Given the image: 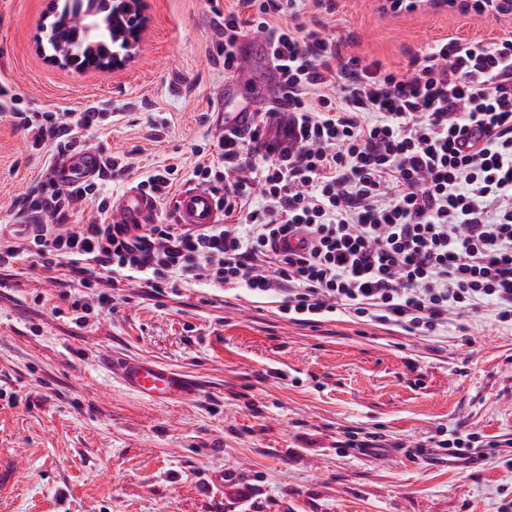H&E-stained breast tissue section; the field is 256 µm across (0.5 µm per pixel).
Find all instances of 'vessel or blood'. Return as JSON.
<instances>
[{"mask_svg":"<svg viewBox=\"0 0 512 512\" xmlns=\"http://www.w3.org/2000/svg\"><path fill=\"white\" fill-rule=\"evenodd\" d=\"M257 117L255 108L248 106L224 113L219 127L226 134L245 135L254 127ZM100 164V152L83 147L59 158L52 170V177L62 184L80 183L96 177ZM156 208L152 196L132 189L114 202L113 214L119 224H148ZM171 209L177 223L188 228H203L223 221L217 194L202 185L184 187L172 199ZM110 370L124 387L156 402H180L191 389L189 380L183 375L126 357L111 359Z\"/></svg>","mask_w":512,"mask_h":512,"instance_id":"b4317fda","label":"vessel or blood"}]
</instances>
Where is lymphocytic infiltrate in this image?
<instances>
[{
	"instance_id": "lymphocytic-infiltrate-1",
	"label": "lymphocytic infiltrate",
	"mask_w": 512,
	"mask_h": 512,
	"mask_svg": "<svg viewBox=\"0 0 512 512\" xmlns=\"http://www.w3.org/2000/svg\"><path fill=\"white\" fill-rule=\"evenodd\" d=\"M298 17V0H237L224 15L225 72L239 67L240 38L264 33L274 103L299 138L283 156L263 152V116L250 134L221 136L192 175L219 194L224 221L198 230L73 223L85 209L106 212L134 163L104 156L97 179L77 186L55 183L48 167L111 113L25 112L1 81L0 112L45 167L38 191L12 204L32 223L0 238V268L33 257L44 271L68 269L96 291V304H70L81 323L123 282L151 297L197 283L242 288L312 328L339 312L419 336L482 309L511 323L512 38H445L401 74ZM290 236L301 249L282 247ZM426 445L433 461L478 446L512 462V440L475 432Z\"/></svg>"
}]
</instances>
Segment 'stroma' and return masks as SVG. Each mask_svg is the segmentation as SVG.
Wrapping results in <instances>:
<instances>
[{"mask_svg": "<svg viewBox=\"0 0 512 512\" xmlns=\"http://www.w3.org/2000/svg\"><path fill=\"white\" fill-rule=\"evenodd\" d=\"M379 0H336L300 20L342 37L349 54L406 70L427 43L512 37V19L447 11L389 15ZM48 0H0V80L34 111L111 109L81 142L143 168L191 166L216 142L224 87L217 13L231 0H146L149 23L121 71L49 63ZM256 34L240 39L251 96L273 87ZM42 166L0 116V224L37 188ZM62 289L31 260L0 269V459L14 463L0 512H505L512 466L428 464L412 454L438 432L512 438V326L490 313L450 317L423 337L340 314L319 328L275 304L202 285L153 298L123 286L114 308L78 324ZM187 374L196 397L157 404L106 368L112 354ZM384 435L372 455L341 447L347 432ZM236 472L247 508L210 476Z\"/></svg>", "mask_w": 512, "mask_h": 512, "instance_id": "1", "label": "stroma"}]
</instances>
